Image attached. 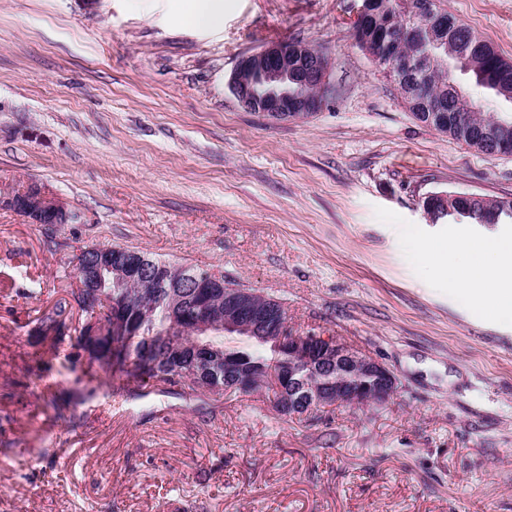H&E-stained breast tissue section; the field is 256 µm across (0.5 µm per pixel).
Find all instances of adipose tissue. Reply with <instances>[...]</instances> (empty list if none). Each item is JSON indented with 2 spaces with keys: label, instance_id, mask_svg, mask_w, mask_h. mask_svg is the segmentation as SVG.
Listing matches in <instances>:
<instances>
[{
  "label": "adipose tissue",
  "instance_id": "adipose-tissue-1",
  "mask_svg": "<svg viewBox=\"0 0 512 512\" xmlns=\"http://www.w3.org/2000/svg\"><path fill=\"white\" fill-rule=\"evenodd\" d=\"M423 259L454 278L474 307L512 320V238H460L433 241L420 248Z\"/></svg>",
  "mask_w": 512,
  "mask_h": 512
}]
</instances>
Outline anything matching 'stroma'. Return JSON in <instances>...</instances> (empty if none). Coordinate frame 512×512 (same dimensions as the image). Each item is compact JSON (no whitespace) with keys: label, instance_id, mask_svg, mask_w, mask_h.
Segmentation results:
<instances>
[{"label":"stroma","instance_id":"1","mask_svg":"<svg viewBox=\"0 0 512 512\" xmlns=\"http://www.w3.org/2000/svg\"><path fill=\"white\" fill-rule=\"evenodd\" d=\"M223 2L204 29L181 0H0V187L38 181L75 215L0 206V512H512V323L417 250L455 234L420 198L512 197V155L414 119L353 39L360 0ZM445 6L512 61V0ZM294 38L332 57L336 99L299 122L243 109L238 62ZM92 244L281 296L294 330L339 337L399 390L289 422L269 392L88 394L74 349L35 363L33 329Z\"/></svg>","mask_w":512,"mask_h":512}]
</instances>
